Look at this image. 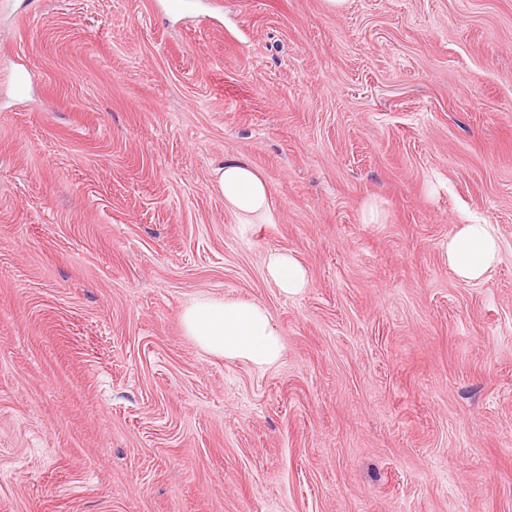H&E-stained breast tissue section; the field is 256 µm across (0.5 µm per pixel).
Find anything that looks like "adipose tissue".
<instances>
[{"instance_id":"1","label":"adipose tissue","mask_w":512,"mask_h":512,"mask_svg":"<svg viewBox=\"0 0 512 512\" xmlns=\"http://www.w3.org/2000/svg\"><path fill=\"white\" fill-rule=\"evenodd\" d=\"M215 187L239 224H259L268 217V185L244 161L225 158L216 170ZM441 249L451 271L465 282L482 280L500 256V242L490 224L459 225ZM265 270L268 279L287 296L301 294L309 284L303 265L286 251L270 252ZM183 325L208 353L258 369L275 365L283 356L279 328L267 311L253 302L200 298L185 308Z\"/></svg>"}]
</instances>
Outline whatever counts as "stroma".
I'll list each match as a JSON object with an SVG mask.
<instances>
[{"mask_svg": "<svg viewBox=\"0 0 512 512\" xmlns=\"http://www.w3.org/2000/svg\"><path fill=\"white\" fill-rule=\"evenodd\" d=\"M0 512H512V0H0ZM215 188L237 224H260L269 215L271 199L263 177L244 161L228 157L216 170ZM441 249L448 267L464 282L482 280L500 256V242L492 224H459ZM266 275L286 296L301 294L309 280L303 265L287 251H272L266 260ZM183 325L201 348L224 359L265 369L283 356L279 328L253 302L200 298L185 308Z\"/></svg>", "mask_w": 512, "mask_h": 512, "instance_id": "obj_1", "label": "stroma"}]
</instances>
